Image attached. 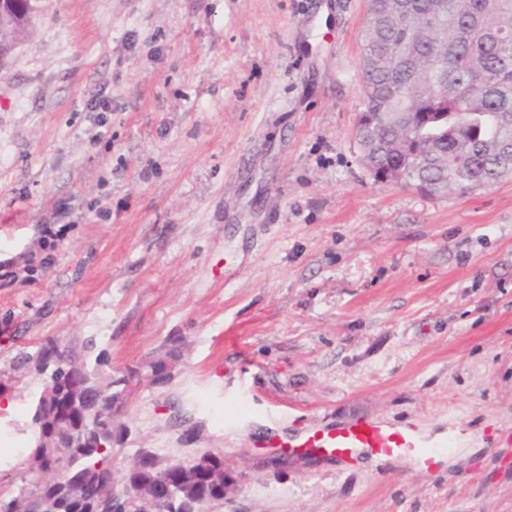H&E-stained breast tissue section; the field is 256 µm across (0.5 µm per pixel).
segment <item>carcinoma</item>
Wrapping results in <instances>:
<instances>
[{
    "label": "carcinoma",
    "mask_w": 512,
    "mask_h": 512,
    "mask_svg": "<svg viewBox=\"0 0 512 512\" xmlns=\"http://www.w3.org/2000/svg\"><path fill=\"white\" fill-rule=\"evenodd\" d=\"M406 12L386 9L385 0H369L363 42L362 92L364 111L374 114L377 136L391 146L407 145L387 156L379 167L398 160L415 184L448 179V190L470 191L491 186L512 175V0H410ZM433 155L437 166L420 167L421 157ZM181 356V343L145 365L152 383L169 382L164 360ZM11 369L34 375L40 388H52L55 400L33 397L31 420L43 415L41 436L23 456L29 473L53 461L70 481L81 484L83 496L63 502V512H92L127 440L121 426L104 422L109 406L121 408L126 399L120 382L139 373L128 368L112 373L109 355L89 339L77 352L54 340L36 351H22ZM81 428L91 434L85 448L51 458L43 447L54 428ZM197 473L180 477L176 465H164L142 450L136 463L121 474L123 484L139 499L117 505L120 512H146L144 505L171 477L173 499L161 502L164 512H194L203 499L224 497V457L204 453ZM56 488L32 481L18 486L10 474L0 477V512H35Z\"/></svg>",
    "instance_id": "cac0c4a2"
}]
</instances>
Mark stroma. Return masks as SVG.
<instances>
[{"label": "stroma", "instance_id": "stroma-1", "mask_svg": "<svg viewBox=\"0 0 512 512\" xmlns=\"http://www.w3.org/2000/svg\"><path fill=\"white\" fill-rule=\"evenodd\" d=\"M32 4L0 68V264L66 234L0 285V374L50 338L122 370L177 337L114 422L127 462L223 455L214 512H512V177L373 179L366 0ZM362 416L453 443L391 465L265 442ZM181 352V343L178 340H172L169 348L162 356L154 358L145 365V370L147 372L151 371L154 376L152 380L153 384L161 385L169 382L171 378L167 376L165 372L164 360L168 358H180Z\"/></svg>", "mask_w": 512, "mask_h": 512}]
</instances>
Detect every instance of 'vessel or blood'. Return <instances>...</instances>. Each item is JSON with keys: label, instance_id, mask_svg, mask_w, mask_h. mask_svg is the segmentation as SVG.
<instances>
[{"label": "vessel or blood", "instance_id": "b4317fda", "mask_svg": "<svg viewBox=\"0 0 512 512\" xmlns=\"http://www.w3.org/2000/svg\"><path fill=\"white\" fill-rule=\"evenodd\" d=\"M279 445L340 462L351 461L362 453L398 462L412 454L430 457L444 449L443 444L423 433L368 419L293 434L281 438Z\"/></svg>", "mask_w": 512, "mask_h": 512}]
</instances>
